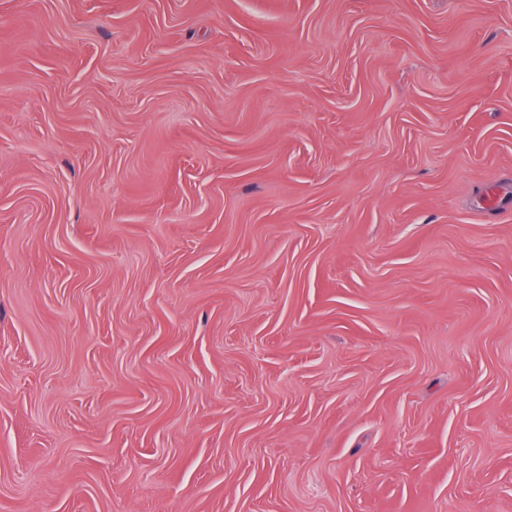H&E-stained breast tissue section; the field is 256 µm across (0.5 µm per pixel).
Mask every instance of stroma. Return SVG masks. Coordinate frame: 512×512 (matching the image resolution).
I'll use <instances>...</instances> for the list:
<instances>
[{"label":"stroma","instance_id":"35a3bbf8","mask_svg":"<svg viewBox=\"0 0 512 512\" xmlns=\"http://www.w3.org/2000/svg\"><path fill=\"white\" fill-rule=\"evenodd\" d=\"M0 512H512V0H0Z\"/></svg>","mask_w":512,"mask_h":512}]
</instances>
